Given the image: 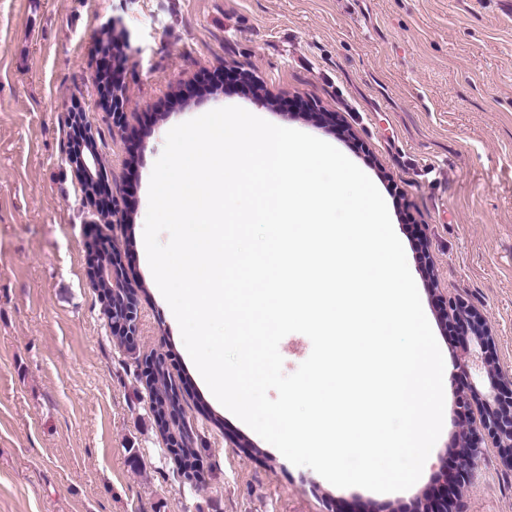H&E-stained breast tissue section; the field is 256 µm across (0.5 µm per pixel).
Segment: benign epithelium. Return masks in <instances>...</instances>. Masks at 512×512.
<instances>
[{
    "label": "benign epithelium",
    "mask_w": 512,
    "mask_h": 512,
    "mask_svg": "<svg viewBox=\"0 0 512 512\" xmlns=\"http://www.w3.org/2000/svg\"><path fill=\"white\" fill-rule=\"evenodd\" d=\"M109 70L110 66L106 62L99 67L98 94L100 102L112 112V126L119 127L126 118V113L123 112L126 89L119 76H109ZM71 124L80 128L82 138L70 140L66 160L78 172L82 182L94 185V192L84 197L86 205L94 208L99 205L103 191V161L99 155L95 135L86 126L84 118L75 115L71 118ZM88 269L92 282L96 283L103 278L109 279L112 283V296H118L123 301V305L116 304L110 309L105 307L103 311L112 329V335L124 337L125 347L133 348L134 336L137 335V296L126 277L124 256L120 250L114 248L112 263L92 262ZM439 314L445 322L464 323L479 348L489 347L491 330L475 311L461 304L449 306L442 300ZM487 375L489 389L484 390L472 385L469 387V394L462 397L464 404H473L477 407L479 422L470 419L463 421L454 447L440 451L443 458H448V454L451 453L458 461L453 482H443L442 492L434 499L417 502L414 512H454L453 499L458 495L482 454V430L487 432L492 447L499 450L502 460L512 466V376L505 375L495 366L487 368Z\"/></svg>",
    "instance_id": "obj_1"
}]
</instances>
